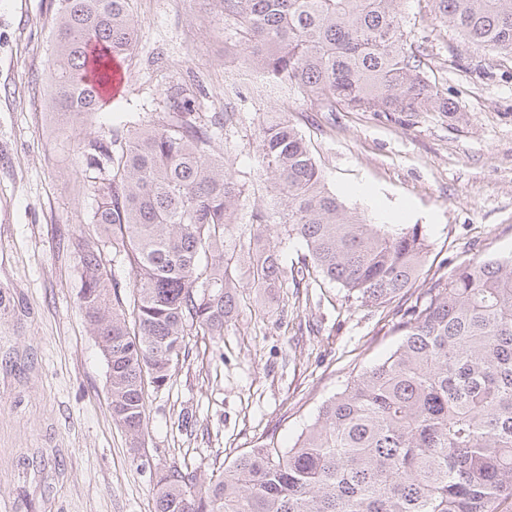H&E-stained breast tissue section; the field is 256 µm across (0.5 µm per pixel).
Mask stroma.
<instances>
[{"mask_svg": "<svg viewBox=\"0 0 512 512\" xmlns=\"http://www.w3.org/2000/svg\"><path fill=\"white\" fill-rule=\"evenodd\" d=\"M58 0H0V512H154V474L208 476L268 437L288 445L352 369L397 343L387 308L339 285L242 289L223 339L191 336L171 379L149 393L141 466L112 419L107 365L79 306L77 251L95 240L81 144L145 128L170 87L201 85L195 109L232 113L215 152L246 194L273 191L257 154L264 121L305 137L327 188L378 224L421 225L425 274L512 253V55L464 40L433 0H401L407 40L451 112L327 111L270 89L234 20L209 0H132L138 42L121 91L66 123L46 95ZM367 185L372 197L357 194Z\"/></svg>", "mask_w": 512, "mask_h": 512, "instance_id": "1", "label": "stroma"}]
</instances>
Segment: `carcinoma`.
I'll return each mask as SVG.
<instances>
[{"label":"carcinoma","instance_id":"cac0c4a2","mask_svg":"<svg viewBox=\"0 0 512 512\" xmlns=\"http://www.w3.org/2000/svg\"><path fill=\"white\" fill-rule=\"evenodd\" d=\"M239 24L266 83L352 112H453L408 47L399 0H214ZM466 40L512 54V0H434ZM49 59L51 107L66 121L103 106L97 88L130 57V0H58ZM195 91L168 95L156 123L90 141L100 233L78 252L79 302L107 363L113 420L142 446L147 386L165 385L192 335L224 336L240 280L269 293L318 280L386 306L423 274L418 224H370L326 188L302 135L259 131V161L280 206L242 230L245 185L215 155L219 119ZM305 245L290 269L273 237ZM124 256L133 306L109 294L103 248ZM398 344L321 403L293 444L269 440L202 481L174 469L154 485L156 512H512V255L478 258L431 278L394 313Z\"/></svg>","mask_w":512,"mask_h":512}]
</instances>
